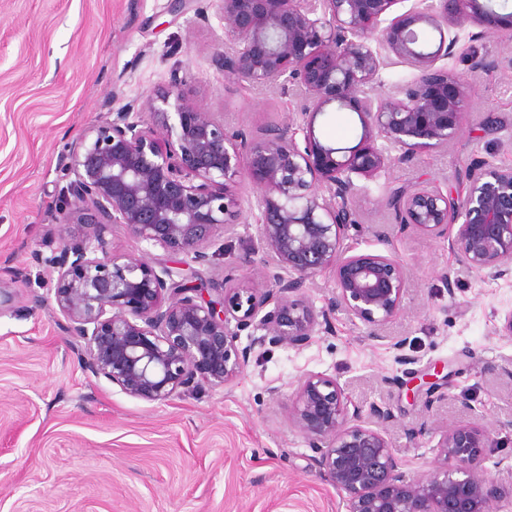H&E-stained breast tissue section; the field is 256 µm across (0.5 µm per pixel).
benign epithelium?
I'll list each match as a JSON object with an SVG mask.
<instances>
[{
	"label": "benign epithelium",
	"instance_id": "obj_1",
	"mask_svg": "<svg viewBox=\"0 0 512 512\" xmlns=\"http://www.w3.org/2000/svg\"><path fill=\"white\" fill-rule=\"evenodd\" d=\"M224 73L251 83L283 80L305 95L303 142L290 124L260 135L224 131V115L186 98L178 79L139 109L125 104L68 148L63 219L83 228L50 259L58 312L85 343V365L127 395L167 401L203 384L232 385L257 347L301 349L343 312L383 326L401 309L403 266L391 248L349 253L342 236L357 224L353 177L388 170L390 149L404 153L448 145L467 119L470 87L437 66L454 55L450 28L501 20L483 0H416L394 15L398 0H220ZM424 29L439 35L430 51ZM416 71L397 94L373 99L365 87L380 68ZM336 104L358 113L359 142L321 143L317 116ZM160 114L166 134L146 114ZM258 189L256 217L266 255L279 270L263 288L227 274L215 289L173 278L169 266L111 250L107 224L192 262L207 259L214 232L230 225L237 177ZM397 223L445 237L458 223L456 247L469 269L493 280L512 274V166H472L462 189L443 194L427 182L398 187L382 200ZM336 291L315 311L304 292L318 276ZM251 343L238 345L241 332ZM288 422L319 450V471L344 495L346 512H493L512 498V466H485L490 433L479 422L448 430L434 446L432 470L410 475L383 431L349 410L336 378L313 373L288 398Z\"/></svg>",
	"mask_w": 512,
	"mask_h": 512
}]
</instances>
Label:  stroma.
<instances>
[{"label":"stroma","instance_id":"1","mask_svg":"<svg viewBox=\"0 0 512 512\" xmlns=\"http://www.w3.org/2000/svg\"><path fill=\"white\" fill-rule=\"evenodd\" d=\"M455 32L456 53L440 65L470 85L466 127L448 146L357 179L359 223L346 232L358 250L390 236L408 277L401 313L381 328L338 316L302 349H254L230 387L146 402L87 370L62 315L32 304L48 293L51 258L80 231L60 213L68 144L175 74L231 133L287 122L306 100L290 85L225 76L218 0H0V512H346L316 470L317 450L288 424V396L310 373L335 377L362 412L390 409L383 428L408 473L431 469L440 436L473 418L493 439L486 467L512 460V338L499 332L512 277L469 272L448 240L400 228L380 206L422 180L459 191L477 160L512 165V42L497 27ZM315 134L351 147L361 121L331 105ZM255 196L244 184L234 232H217L194 266L202 279L248 270L269 285Z\"/></svg>","mask_w":512,"mask_h":512}]
</instances>
